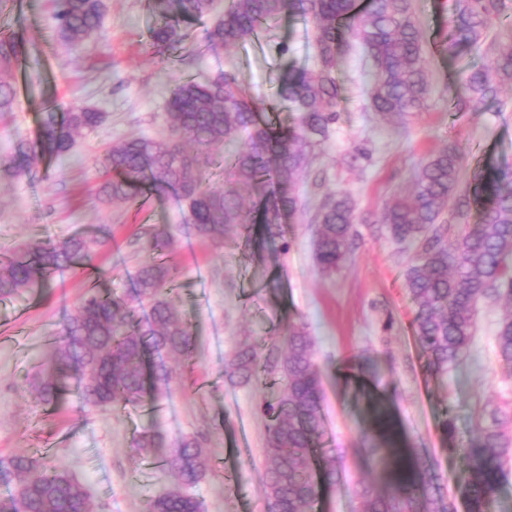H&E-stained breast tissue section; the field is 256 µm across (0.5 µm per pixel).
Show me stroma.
Wrapping results in <instances>:
<instances>
[{
	"label": "stroma",
	"mask_w": 512,
	"mask_h": 512,
	"mask_svg": "<svg viewBox=\"0 0 512 512\" xmlns=\"http://www.w3.org/2000/svg\"><path fill=\"white\" fill-rule=\"evenodd\" d=\"M448 6V0H413L430 93L425 108L405 122L369 111L371 64L356 41L340 48L342 112L297 188L303 206L285 220L291 247L283 255L255 228L225 238L220 247L195 237L170 193L143 197L136 207L101 202L96 162L112 142L166 134L173 84L221 71L234 72L246 97L270 110L278 126H294L297 114L279 95L276 78L314 64L309 22L286 16L230 48L201 53L191 45L164 57L148 51L155 18L146 0H106L98 35L75 55L55 35L51 0H0V35L21 37L28 48L20 71L11 75L18 89L14 109L0 112V256L31 240L57 241L77 232L106 240L92 265L65 272L50 288L0 298V455L28 453L67 469L85 485L96 512H146L148 500L173 482L160 468L163 447L200 435L209 450L206 474L193 489L202 512H266L265 419L256 405L275 398L284 384L274 378L256 387L231 383L224 360L245 338L263 347L297 325L314 341L323 385L319 456L343 471L340 482L324 487L316 512H356L363 483L386 486L387 467H372L358 452L378 408L401 447L432 460L456 512H468L458 490V451L478 442L475 411L512 410V375L494 346L502 307L480 305L466 358L448 374L431 373L414 339V307L403 286L410 255L372 231L384 204L408 192L416 169L445 146H457L469 172L485 164L512 168V87L502 90L499 104L476 112L454 108L462 94L460 70L484 67L488 59L479 51L448 53ZM281 40L289 45L283 56L273 48ZM73 101L99 109L103 122L78 137L69 156L39 164L32 176L17 179L2 171L18 136L38 140L45 103L63 109ZM335 191L352 198L361 237L343 267L327 276L313 258V214ZM144 224L162 226L171 241L162 258L176 268L172 302L195 339L189 360L169 363L171 394H149L118 411L88 409L71 391L55 408L40 404L35 374L48 336L74 314L89 288L130 297L148 257L135 244ZM388 315L395 325L386 332ZM449 419L457 429L452 439L444 430ZM145 431L159 435L162 447L134 458V441Z\"/></svg>",
	"instance_id": "1"
}]
</instances>
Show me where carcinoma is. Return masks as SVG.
Returning a JSON list of instances; mask_svg holds the SVG:
<instances>
[{
    "label": "carcinoma",
    "mask_w": 512,
    "mask_h": 512,
    "mask_svg": "<svg viewBox=\"0 0 512 512\" xmlns=\"http://www.w3.org/2000/svg\"><path fill=\"white\" fill-rule=\"evenodd\" d=\"M213 0H148L157 18L150 46L159 52L192 40L190 25L208 14ZM105 11L104 0H54L57 38L76 54L91 41ZM512 12V0H452L448 53L479 50L488 23ZM289 14L312 24L316 62L309 69L277 79L280 94L298 112L290 131L272 120L244 95L238 77L229 71L204 82L183 80L166 101L171 134L168 138L138 137L113 142L99 160L106 178L98 195L110 202L135 203L146 191L173 193L183 206L185 221L202 239L224 241L226 232L244 231L257 219L239 197L242 186L256 192L262 204L260 219L266 238L289 243L281 224L285 213L301 209L294 192L306 175L311 158L329 140L340 112L336 82L338 49L345 38L359 42L372 61L373 78L367 90L369 108L382 117L404 116L425 107L429 95L424 36L412 0H227L223 13L204 29L201 46L207 50L244 42ZM26 53L16 36L0 37V112L11 110L15 87L3 77ZM462 105L478 109L512 85V44L493 49L490 62L462 73ZM104 114L72 102L60 111L47 107L40 114L41 135L32 142L16 139L6 168L27 175L46 157L69 153L84 132L97 127ZM245 144L225 158L229 180L219 189L209 186L213 165L209 149ZM462 156L449 146L431 155L415 172L408 193L387 202L375 230L412 251L404 285L414 305V337L428 358V368L441 374L467 354L475 333V311L482 301H508L498 321L495 342L500 360L512 374V171L477 167L459 192ZM455 210L443 217L450 199ZM475 224L465 223L472 208ZM354 204L349 195L325 197L315 218L318 224L315 259L321 271H338L358 237ZM153 253L169 240L156 225L142 228ZM103 241L76 233L59 241H32L6 260H0V298L31 288H44L56 276L77 265H90ZM172 268L156 258L140 268L131 300L91 288L75 315L58 324L48 337L50 355L37 375L38 400L52 407L67 381L73 379L82 403L114 410L136 405L145 390L144 363L155 357V392H171L167 360L187 359L194 350L188 325L169 300ZM148 307L135 319L133 305ZM286 353L272 345L264 351L244 340L225 360L224 372L233 383L255 385L262 373L275 369L285 381L273 403L260 405L267 419L262 486L266 512H314L319 484L313 473L315 444L322 433L323 392L314 359V342L304 328L290 325L284 336ZM478 444L461 453L460 492L469 512H490L498 483L512 463V414L495 408L476 414ZM153 433L135 440V454L156 447ZM362 451L379 464L391 456L402 466L382 491L362 486L360 512H454L431 461L416 450L396 447L385 418L363 435ZM203 440L186 437L171 446L163 469L176 482L162 488L147 503L146 512H200V503L187 492L205 473ZM0 485L12 488L0 501V512H94L84 485L66 470L48 466L28 455L0 456Z\"/></svg>",
    "instance_id": "1"
}]
</instances>
